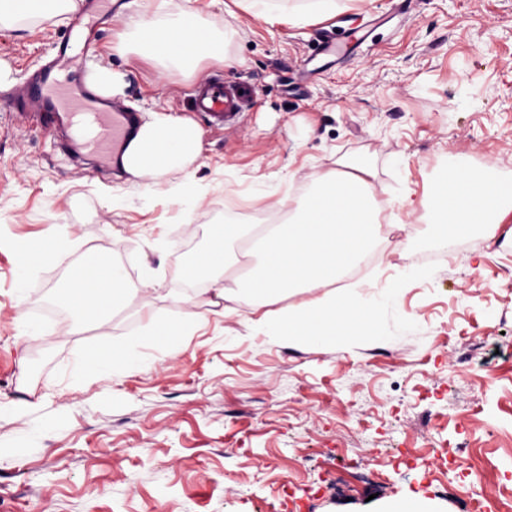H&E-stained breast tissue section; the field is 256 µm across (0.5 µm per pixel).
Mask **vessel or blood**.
<instances>
[{"label": "vessel or blood", "instance_id": "b4317fda", "mask_svg": "<svg viewBox=\"0 0 512 512\" xmlns=\"http://www.w3.org/2000/svg\"><path fill=\"white\" fill-rule=\"evenodd\" d=\"M86 64L72 37L55 47L54 62L39 77L19 83L8 103L19 113H38L40 119L70 131L74 151L93 150L99 159L119 167L125 147L141 122L139 113L99 97L90 88L71 83L66 74ZM253 90L239 82L208 80L191 98L195 111L215 129L233 126L249 103Z\"/></svg>", "mask_w": 512, "mask_h": 512}]
</instances>
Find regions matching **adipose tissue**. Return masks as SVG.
<instances>
[{
	"instance_id": "adipose-tissue-1",
	"label": "adipose tissue",
	"mask_w": 512,
	"mask_h": 512,
	"mask_svg": "<svg viewBox=\"0 0 512 512\" xmlns=\"http://www.w3.org/2000/svg\"><path fill=\"white\" fill-rule=\"evenodd\" d=\"M139 0H125L122 9L130 30L139 33L148 51L174 62L198 64L207 57L223 58L218 36L203 20L185 15L162 20L139 12ZM199 132L169 114L153 115L141 124L123 156V169L135 179L153 178L161 171L186 167L199 151ZM365 166L344 174H327L313 182L306 195L289 200L287 223L273 225L260 238V254L249 261L247 278L235 277L239 263L225 248L237 230L225 225L212 237L194 266L196 273L213 283L217 298L245 300L260 309L249 327L291 341L336 345L353 337L374 333L370 310L356 304L333 286L343 273L386 234L388 220L378 205ZM512 199V186L490 180L487 173L458 170L440 187L433 203V222L442 245L468 235L476 225L498 220L503 202ZM230 283H223L224 274ZM307 294L306 302L275 314L267 305L287 294ZM129 295L126 278L114 265L91 272L73 271L67 281V304L81 319L97 324L107 321L106 308L117 307ZM136 356L128 350L95 353L80 358L78 375L134 371Z\"/></svg>"
}]
</instances>
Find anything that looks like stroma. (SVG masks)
Returning a JSON list of instances; mask_svg holds the SVG:
<instances>
[{
    "instance_id": "obj_1",
    "label": "stroma",
    "mask_w": 512,
    "mask_h": 512,
    "mask_svg": "<svg viewBox=\"0 0 512 512\" xmlns=\"http://www.w3.org/2000/svg\"><path fill=\"white\" fill-rule=\"evenodd\" d=\"M168 0L200 14L234 66L167 68L126 43L113 16L86 73L123 78L117 98L194 124L186 168L136 182L34 119L0 113V512H512V212L441 253L425 203L459 168L512 184V0ZM69 13L0 28V96L39 70ZM349 44L316 52L322 32ZM210 78L251 84L238 123L215 131L190 93ZM370 167L392 222L364 286L377 336L346 347L250 330L249 304L221 315L179 271L182 243L208 245L216 205L242 220L311 188L337 160ZM70 247L23 265L27 245ZM119 263L134 292L104 325L61 307L87 250ZM441 253L436 264L420 260ZM150 290H143L144 282ZM194 317L174 350L146 320ZM138 351L139 367L72 378L82 354Z\"/></svg>"
}]
</instances>
